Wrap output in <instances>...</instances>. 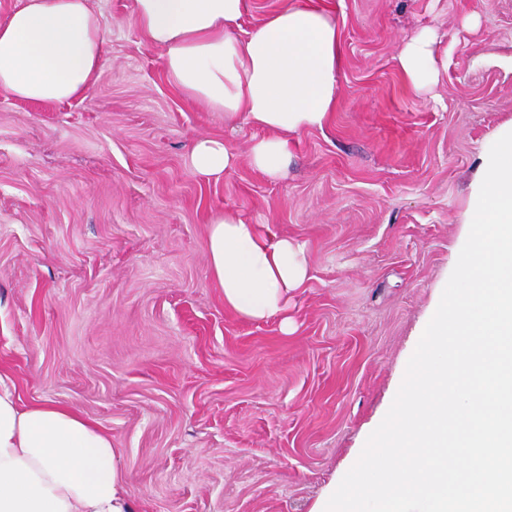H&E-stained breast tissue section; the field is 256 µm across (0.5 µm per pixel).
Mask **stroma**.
I'll return each mask as SVG.
<instances>
[{"instance_id":"1","label":"stroma","mask_w":512,"mask_h":512,"mask_svg":"<svg viewBox=\"0 0 512 512\" xmlns=\"http://www.w3.org/2000/svg\"><path fill=\"white\" fill-rule=\"evenodd\" d=\"M343 57L336 108L284 174L258 132L167 81L134 0H92L109 34L89 98L0 94V369L111 435L134 512H322L389 410L512 124V0H321ZM477 16V28L466 24ZM436 31L413 89L402 39ZM200 137L239 156L193 171ZM231 210L304 245L279 318L225 308L206 256ZM439 39L432 29L402 41L396 61L399 70L415 89H423L439 81L436 56Z\"/></svg>"}]
</instances>
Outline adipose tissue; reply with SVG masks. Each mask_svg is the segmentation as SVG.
Listing matches in <instances>:
<instances>
[{"label": "adipose tissue", "instance_id": "adipose-tissue-1", "mask_svg": "<svg viewBox=\"0 0 512 512\" xmlns=\"http://www.w3.org/2000/svg\"><path fill=\"white\" fill-rule=\"evenodd\" d=\"M245 0H134L133 20L158 49L170 83L186 98L246 115L260 130L254 170L284 171L303 129L323 127L336 108L342 41L335 17L316 0H290L242 31ZM439 42L426 29L403 40L399 70L417 89L435 84ZM108 34L89 0H20L0 20V93L19 100L87 99L104 64ZM195 172L218 181L237 164L222 140L201 137ZM206 253L224 305L262 321L281 314L304 287L302 245L233 211L209 222ZM0 512H133L112 438L77 411L51 401L22 404L0 373Z\"/></svg>", "mask_w": 512, "mask_h": 512}]
</instances>
